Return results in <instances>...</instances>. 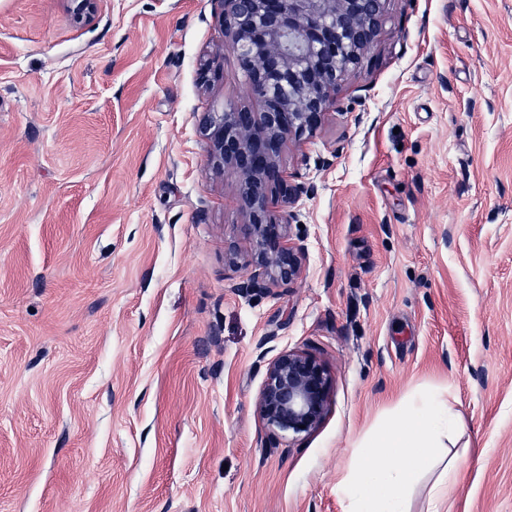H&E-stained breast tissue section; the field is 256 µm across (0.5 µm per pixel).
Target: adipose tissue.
I'll list each match as a JSON object with an SVG mask.
<instances>
[{"label":"adipose tissue","instance_id":"adipose-tissue-1","mask_svg":"<svg viewBox=\"0 0 512 512\" xmlns=\"http://www.w3.org/2000/svg\"><path fill=\"white\" fill-rule=\"evenodd\" d=\"M457 428L458 418L441 393L411 398L355 449L337 485L347 512H410L411 496L427 475L432 481L425 512H443L464 468L461 457L446 453Z\"/></svg>","mask_w":512,"mask_h":512}]
</instances>
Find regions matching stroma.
<instances>
[{
  "instance_id": "obj_1",
  "label": "stroma",
  "mask_w": 512,
  "mask_h": 512,
  "mask_svg": "<svg viewBox=\"0 0 512 512\" xmlns=\"http://www.w3.org/2000/svg\"><path fill=\"white\" fill-rule=\"evenodd\" d=\"M336 98L280 154L302 274L245 295L198 119L261 106L210 0H0V512H345L428 388L467 446L448 512H512V0H387ZM285 349L333 378L298 438L256 413Z\"/></svg>"
}]
</instances>
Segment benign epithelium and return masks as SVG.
<instances>
[{
	"label": "benign epithelium",
	"mask_w": 512,
	"mask_h": 512,
	"mask_svg": "<svg viewBox=\"0 0 512 512\" xmlns=\"http://www.w3.org/2000/svg\"><path fill=\"white\" fill-rule=\"evenodd\" d=\"M226 48L237 57L263 111L222 107L206 112L200 131L209 160L237 178L253 242L242 294L289 288L304 252L289 243V225L270 219L268 194L291 207L305 187L292 185L278 154L292 137L311 133L336 107L342 79L369 52L385 0H211ZM333 381L312 354L296 349L271 358L256 411L271 434L295 437L315 430L330 405Z\"/></svg>",
	"instance_id": "1"
}]
</instances>
